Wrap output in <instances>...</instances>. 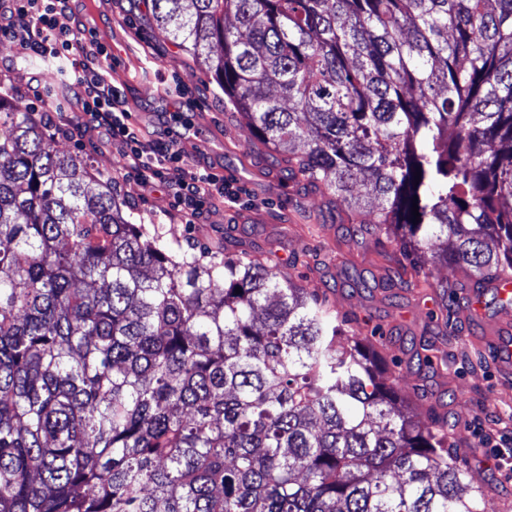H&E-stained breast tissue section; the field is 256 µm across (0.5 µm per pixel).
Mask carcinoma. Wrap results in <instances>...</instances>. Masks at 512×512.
I'll use <instances>...</instances> for the list:
<instances>
[{
    "label": "carcinoma",
    "mask_w": 512,
    "mask_h": 512,
    "mask_svg": "<svg viewBox=\"0 0 512 512\" xmlns=\"http://www.w3.org/2000/svg\"><path fill=\"white\" fill-rule=\"evenodd\" d=\"M151 10L329 207L363 224L369 195L418 264L512 276V0ZM95 181L0 95V512H485L318 295L175 256Z\"/></svg>",
    "instance_id": "cac0c4a2"
}]
</instances>
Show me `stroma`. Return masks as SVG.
Segmentation results:
<instances>
[{
    "instance_id": "obj_1",
    "label": "stroma",
    "mask_w": 512,
    "mask_h": 512,
    "mask_svg": "<svg viewBox=\"0 0 512 512\" xmlns=\"http://www.w3.org/2000/svg\"><path fill=\"white\" fill-rule=\"evenodd\" d=\"M151 0H70L71 23L96 28L119 61L109 72L123 88L131 122L157 141L185 138V169L207 167L231 177L247 194L235 206L213 199L194 223L168 206L161 191L125 174L119 145L80 123L70 107L64 63L35 58L0 38V94L36 103L52 97V112H37L54 149L91 166L112 187L123 214L175 245L225 249L261 257L326 299L338 320L383 361L398 360L396 384L417 420L440 416L448 450L486 493V512H512V468L485 461L482 438H512V368L489 344L499 308L487 293L482 318L468 311L465 291L474 278L456 265L413 267L399 243L371 224L350 223L328 208L303 178L289 177L281 155L251 146L242 120L202 73L198 61L157 29ZM41 74L40 89L31 77ZM180 119H172V110Z\"/></svg>"
}]
</instances>
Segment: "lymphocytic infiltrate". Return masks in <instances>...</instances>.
Returning a JSON list of instances; mask_svg holds the SVG:
<instances>
[{"label":"lymphocytic infiltrate","mask_w":512,"mask_h":512,"mask_svg":"<svg viewBox=\"0 0 512 512\" xmlns=\"http://www.w3.org/2000/svg\"><path fill=\"white\" fill-rule=\"evenodd\" d=\"M69 12V0H0V35L43 57L64 60L79 55L81 62L68 71L67 83L77 91L83 122L120 144L125 172L144 185L161 184L177 209L197 216L216 196L237 203L243 189L235 180L203 168L182 169L184 150L179 139L152 143L140 139L130 122L123 89L112 84L103 66L106 46L97 31L73 29Z\"/></svg>","instance_id":"lymphocytic-infiltrate-1"}]
</instances>
